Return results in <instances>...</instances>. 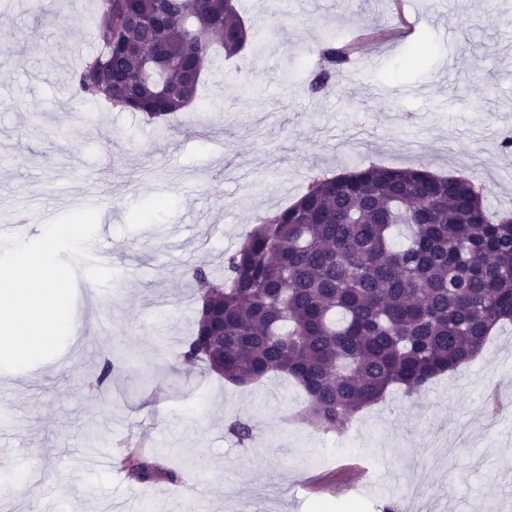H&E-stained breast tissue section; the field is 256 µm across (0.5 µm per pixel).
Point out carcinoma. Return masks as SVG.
Returning <instances> with one entry per match:
<instances>
[{"label": "carcinoma", "instance_id": "carcinoma-1", "mask_svg": "<svg viewBox=\"0 0 512 512\" xmlns=\"http://www.w3.org/2000/svg\"><path fill=\"white\" fill-rule=\"evenodd\" d=\"M95 35L96 57L71 77L80 98L156 124L195 103L212 60L251 38L237 0H99ZM347 59L322 45L308 89ZM192 278L201 304L183 359L237 387L283 373L306 394L305 419L340 431L393 386L424 392L512 322V215L490 220L472 178L369 165L315 178L256 219L222 279ZM121 463L139 482L173 477L142 455Z\"/></svg>", "mask_w": 512, "mask_h": 512}]
</instances>
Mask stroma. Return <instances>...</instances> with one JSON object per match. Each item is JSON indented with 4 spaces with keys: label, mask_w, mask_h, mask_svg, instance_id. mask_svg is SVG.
Returning <instances> with one entry per match:
<instances>
[{
    "label": "stroma",
    "mask_w": 512,
    "mask_h": 512,
    "mask_svg": "<svg viewBox=\"0 0 512 512\" xmlns=\"http://www.w3.org/2000/svg\"><path fill=\"white\" fill-rule=\"evenodd\" d=\"M256 33L216 60L198 103L158 130L85 103L72 73L97 54L93 0H6L0 37V225L44 226L95 204L115 279L76 293L63 351L0 371V512H486L512 504V325L424 392H390L346 432L303 421L302 389L236 387L181 353L201 267L222 274L258 215L317 175L369 164L476 178L512 212V0H413V32L350 56L309 94L325 42L391 21L387 0H240ZM423 41V61L410 46ZM121 364L98 384L104 358ZM251 420L241 443L229 429ZM174 472L103 471L119 439Z\"/></svg>",
    "instance_id": "stroma-1"
}]
</instances>
